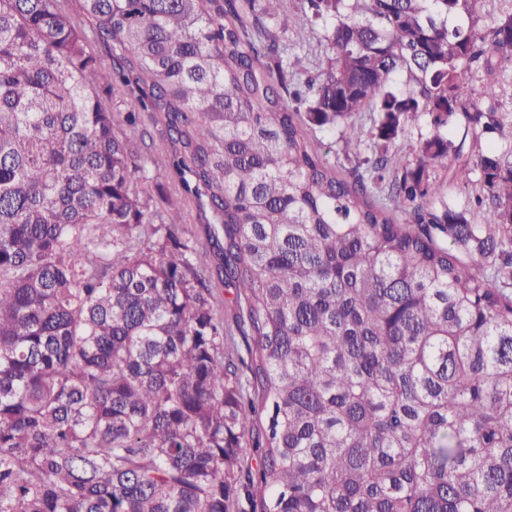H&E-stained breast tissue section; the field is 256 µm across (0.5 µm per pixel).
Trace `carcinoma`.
Masks as SVG:
<instances>
[{
  "instance_id": "1",
  "label": "carcinoma",
  "mask_w": 512,
  "mask_h": 512,
  "mask_svg": "<svg viewBox=\"0 0 512 512\" xmlns=\"http://www.w3.org/2000/svg\"><path fill=\"white\" fill-rule=\"evenodd\" d=\"M71 2L0 0V512H512V9ZM486 84H496L505 92H502L500 100V112L505 116V120L512 123V68L506 70H497L491 74L481 72L477 80L470 86V89L465 94L468 101H476L480 97L483 86Z\"/></svg>"
}]
</instances>
